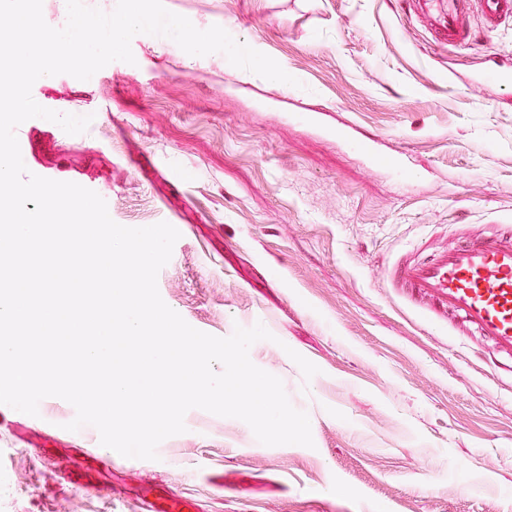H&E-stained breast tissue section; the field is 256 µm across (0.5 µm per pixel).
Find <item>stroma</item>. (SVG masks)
Segmentation results:
<instances>
[{
	"instance_id": "obj_1",
	"label": "stroma",
	"mask_w": 512,
	"mask_h": 512,
	"mask_svg": "<svg viewBox=\"0 0 512 512\" xmlns=\"http://www.w3.org/2000/svg\"><path fill=\"white\" fill-rule=\"evenodd\" d=\"M218 25L297 80L270 81L210 54L194 69L170 38L136 35L134 63L81 81L36 80L44 108L91 116L84 133L31 118L16 129L38 176L88 183L119 225L180 237L163 301L216 336L262 324L251 361L308 414L313 447L266 446L250 426L189 410L152 461H81L95 428L39 404L0 434V512H139L123 482L203 512H512V368L457 319L392 288L389 268L512 225V17L468 43L437 41L413 0H164ZM407 151L414 177L351 142ZM319 369L304 378L292 353Z\"/></svg>"
}]
</instances>
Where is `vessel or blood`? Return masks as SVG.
<instances>
[{
	"label": "vessel or blood",
	"mask_w": 512,
	"mask_h": 512,
	"mask_svg": "<svg viewBox=\"0 0 512 512\" xmlns=\"http://www.w3.org/2000/svg\"><path fill=\"white\" fill-rule=\"evenodd\" d=\"M486 25L512 17V0H477ZM442 42H466L459 8L435 22ZM395 287L426 299L436 309L459 317L487 339L497 355L512 361V236L486 235L447 246L426 260H406L392 272ZM141 512H197L190 498L165 502L142 499Z\"/></svg>",
	"instance_id": "1"
}]
</instances>
